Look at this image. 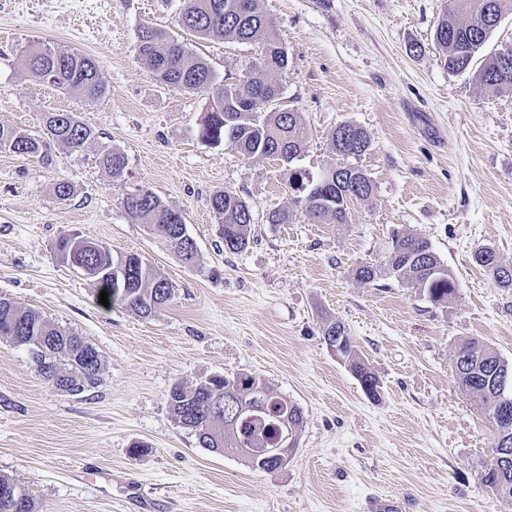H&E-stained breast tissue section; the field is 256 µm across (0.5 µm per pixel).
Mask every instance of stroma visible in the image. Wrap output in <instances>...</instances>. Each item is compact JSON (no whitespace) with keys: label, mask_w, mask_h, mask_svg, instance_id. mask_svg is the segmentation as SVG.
I'll list each match as a JSON object with an SVG mask.
<instances>
[{"label":"stroma","mask_w":512,"mask_h":512,"mask_svg":"<svg viewBox=\"0 0 512 512\" xmlns=\"http://www.w3.org/2000/svg\"><path fill=\"white\" fill-rule=\"evenodd\" d=\"M182 0H0V124L39 136L48 112H73L97 134L48 160L0 148V297L83 336L103 356L97 388L73 396L0 338V474L39 512H512L483 482L496 431L457 381L454 353L477 338L512 362V288L477 265V248L512 263V89L485 91L448 72L433 34L449 0H263L289 56L280 107L309 131L296 165L345 164L340 124L370 147L355 165L374 183L345 224H313L282 162L246 158L198 137L206 93L155 80L139 52L150 25L180 34L217 81L252 70L255 45L181 33ZM37 42L96 59L107 96L87 102L21 65ZM422 52L410 54V44ZM122 152L128 182L181 212L198 257L183 263L123 208L125 183L98 163ZM71 185L69 199L54 193ZM230 189L253 208L251 242L229 253L211 208ZM292 208L287 224L269 212ZM137 252L173 285L140 317L104 306L94 283L62 263L65 234ZM425 237L456 280L443 303L395 277L364 284L395 236ZM342 322L380 381L370 398L323 340ZM240 374L300 407L286 465L268 474L199 448L169 407L173 385ZM330 142L335 153L354 158L364 154L370 144L369 136L362 128L346 123L336 127Z\"/></svg>","instance_id":"obj_1"}]
</instances>
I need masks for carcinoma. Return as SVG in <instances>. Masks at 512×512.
<instances>
[{"label": "carcinoma", "instance_id": "1", "mask_svg": "<svg viewBox=\"0 0 512 512\" xmlns=\"http://www.w3.org/2000/svg\"><path fill=\"white\" fill-rule=\"evenodd\" d=\"M509 14H512V0H450L434 31V44L448 71L470 70L493 30ZM178 25L200 37L220 36L229 42L257 44L261 48L257 67L233 82L218 84L209 63L194 55L187 43L164 29L149 25L141 29L139 51L159 82L211 95L212 104L200 123V139L210 145L235 148L249 159L280 155L286 164H291L302 153L309 133L300 113L276 106L280 96L276 77L288 68L289 58L275 20L262 8L261 0H185ZM23 65L42 82L77 91L89 102L99 101L108 92L97 61L75 50L62 51L36 43L23 56ZM476 78L481 86L493 92L512 89V67L502 68L497 52L485 59ZM261 104L271 110L264 115L257 113L256 108ZM43 126L49 139L74 150L97 138V133L71 112L47 113ZM330 142L334 152L354 158L364 154L370 144L362 128L346 123L336 127ZM8 144L13 146L14 153L46 157L44 140L0 124V147ZM99 164L113 179H126L127 162L123 153L104 146ZM287 185L298 194L297 204L305 209L308 219L317 224L328 220L347 223L349 202L366 200L374 191L367 172L351 164L342 175L328 182L321 175L314 177L290 167ZM121 203L129 215L144 221L151 233L164 239L183 262L196 261L197 251L186 248L175 234L178 222L184 221L182 213L167 206L150 188L140 184L128 188ZM211 208L220 224L224 250L244 251L253 222L249 202L237 192L224 189L213 193ZM485 253L493 254L495 250L478 249L475 262L492 274L499 287L512 288V274L500 275L503 268L511 270L512 266L499 261L494 267L483 259ZM82 260L102 269L101 278L94 284L97 291H107L108 303L117 300L137 315H150L174 296L168 279L140 254L116 255L101 242L98 250L87 253ZM386 270L426 292L435 303L447 301L456 290L451 273L440 262L430 242L418 235L395 239ZM0 336L25 348L50 383L53 379L40 366V357L54 362L56 374L67 382L60 387L62 391L78 395L99 382L103 361L97 349L39 312L22 309L2 297ZM40 346L45 349L42 354L38 353ZM342 353L364 392L377 397L379 381L359 359L348 335L344 336ZM455 358L482 362L476 374L466 373L457 377V381L474 398L489 422L495 423L501 408L495 386L497 373L504 366L512 368V363L476 338L464 341ZM236 400L256 406L259 411L250 419L236 418L233 416ZM168 404L178 422L194 432L199 447L238 456L243 448H266L273 443L280 419H288V426L295 432L303 423L298 406L271 393L266 383L255 376H212L189 389L176 385L168 393ZM483 481L494 491L499 483L512 487V457L501 462L493 460L484 471ZM18 489L20 486L11 477L0 474V512H38L29 493L16 501Z\"/></svg>", "mask_w": 512, "mask_h": 512}]
</instances>
